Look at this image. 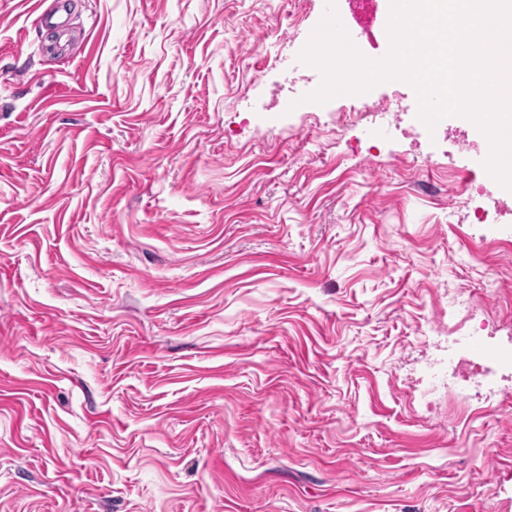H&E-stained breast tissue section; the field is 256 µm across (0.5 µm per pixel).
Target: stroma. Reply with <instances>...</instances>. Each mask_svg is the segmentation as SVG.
<instances>
[{
    "label": "stroma",
    "instance_id": "35a3bbf8",
    "mask_svg": "<svg viewBox=\"0 0 512 512\" xmlns=\"http://www.w3.org/2000/svg\"><path fill=\"white\" fill-rule=\"evenodd\" d=\"M0 0V512H512V372L426 387L449 289L512 340L477 164L288 108L278 0Z\"/></svg>",
    "mask_w": 512,
    "mask_h": 512
}]
</instances>
